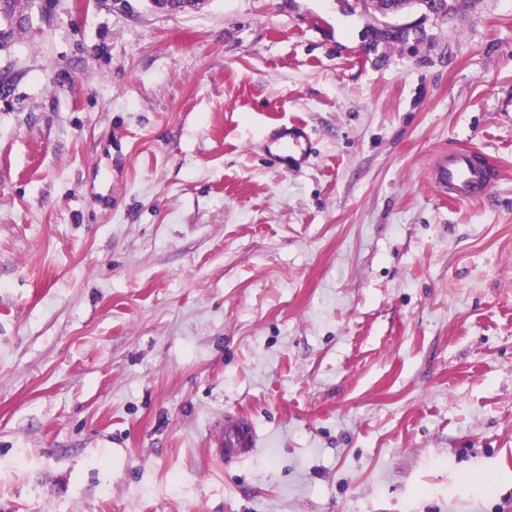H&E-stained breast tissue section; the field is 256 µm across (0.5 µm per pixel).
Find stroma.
I'll return each mask as SVG.
<instances>
[{
  "label": "stroma",
  "mask_w": 512,
  "mask_h": 512,
  "mask_svg": "<svg viewBox=\"0 0 512 512\" xmlns=\"http://www.w3.org/2000/svg\"><path fill=\"white\" fill-rule=\"evenodd\" d=\"M45 2L0 52V512H512V0ZM369 2L374 3L375 10L384 19L400 16L422 6L430 12H438L447 5L445 0H370ZM312 140L298 125L282 126L272 139L268 153L283 168L311 154ZM497 173L490 158L468 149L448 156L434 172L435 185L451 198L481 200L490 194ZM214 455L226 461L253 455L259 447V437L249 418L240 414H225L224 427L213 440Z\"/></svg>",
  "instance_id": "stroma-1"
}]
</instances>
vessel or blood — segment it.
I'll return each mask as SVG.
<instances>
[{"instance_id": "b4317fda", "label": "vessel or blood", "mask_w": 512, "mask_h": 512, "mask_svg": "<svg viewBox=\"0 0 512 512\" xmlns=\"http://www.w3.org/2000/svg\"><path fill=\"white\" fill-rule=\"evenodd\" d=\"M312 151V140L297 125L282 126L272 139L268 153L281 166H289ZM497 179L494 165L487 155L467 149L449 155L434 172L435 185L449 196L464 200L487 197ZM215 456L227 461L253 455L259 446L258 434L249 418L240 414L224 417V427L213 440Z\"/></svg>"}]
</instances>
